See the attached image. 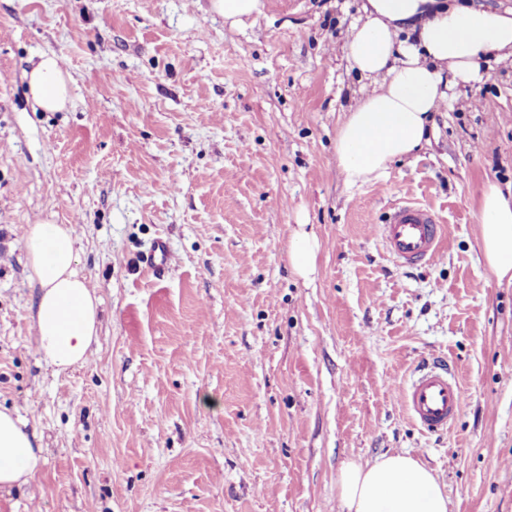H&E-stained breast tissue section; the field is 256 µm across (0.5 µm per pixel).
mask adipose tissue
<instances>
[{"label": "adipose tissue", "instance_id": "ef3b65f1", "mask_svg": "<svg viewBox=\"0 0 512 512\" xmlns=\"http://www.w3.org/2000/svg\"><path fill=\"white\" fill-rule=\"evenodd\" d=\"M359 11L344 52L371 88L336 137L337 168L350 186L421 148L450 91L483 82L488 60H512V9L481 0H361ZM26 79L36 107L64 108L69 78L56 55H41ZM479 233L486 265L512 282V197L493 183L481 192ZM24 249L39 288L38 352L57 373L85 364L99 336L100 300L77 269L72 226L32 225ZM43 462L26 420L0 410V491L28 484ZM338 495L342 512H448L432 470L407 454L343 461Z\"/></svg>", "mask_w": 512, "mask_h": 512}]
</instances>
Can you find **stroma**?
I'll return each instance as SVG.
<instances>
[{
    "instance_id": "35a3bbf8",
    "label": "stroma",
    "mask_w": 512,
    "mask_h": 512,
    "mask_svg": "<svg viewBox=\"0 0 512 512\" xmlns=\"http://www.w3.org/2000/svg\"><path fill=\"white\" fill-rule=\"evenodd\" d=\"M358 8L264 0L234 29L210 0H0V406L44 450L0 512H340L341 463L386 453L432 469L449 512H512V284L478 241L482 187L512 184V63L346 186ZM42 53L71 77L63 111L27 95ZM402 201L445 226L436 264L400 266L375 234ZM33 224L75 225L102 300L87 362L60 374L34 341ZM159 237L161 277L139 263ZM436 358L465 397L427 434L402 390ZM318 241L306 231L299 232L290 247L289 260L293 269L302 277H308L315 270Z\"/></svg>"
}]
</instances>
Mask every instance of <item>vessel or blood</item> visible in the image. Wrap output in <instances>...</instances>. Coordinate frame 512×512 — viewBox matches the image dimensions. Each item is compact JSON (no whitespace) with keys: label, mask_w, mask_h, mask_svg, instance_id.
<instances>
[{"label":"vessel or blood","mask_w":512,"mask_h":512,"mask_svg":"<svg viewBox=\"0 0 512 512\" xmlns=\"http://www.w3.org/2000/svg\"><path fill=\"white\" fill-rule=\"evenodd\" d=\"M377 230L389 255L400 265L411 267L436 263L441 255L444 226L434 212L420 204H395ZM167 242L155 241L141 257L150 271L163 274L173 264ZM411 418L431 434L447 432L459 413L464 393L447 366L434 362L418 369L404 391Z\"/></svg>","instance_id":"b4317fda"}]
</instances>
